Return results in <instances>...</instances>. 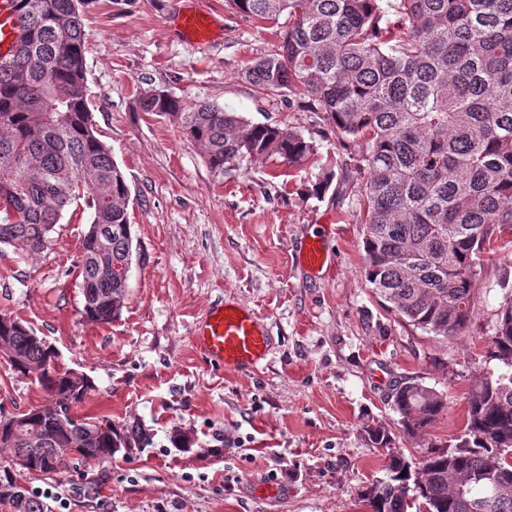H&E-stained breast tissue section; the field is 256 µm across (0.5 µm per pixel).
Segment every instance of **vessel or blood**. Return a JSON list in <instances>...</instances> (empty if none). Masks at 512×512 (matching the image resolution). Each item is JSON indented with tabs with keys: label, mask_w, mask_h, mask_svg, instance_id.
Returning a JSON list of instances; mask_svg holds the SVG:
<instances>
[{
	"label": "vessel or blood",
	"mask_w": 512,
	"mask_h": 512,
	"mask_svg": "<svg viewBox=\"0 0 512 512\" xmlns=\"http://www.w3.org/2000/svg\"><path fill=\"white\" fill-rule=\"evenodd\" d=\"M180 17L183 33L202 40L208 37L213 16L205 0H189ZM16 0H0V57L12 54L18 38L19 16ZM303 263L311 274L328 266L324 234L310 236L303 251ZM195 341L201 353L221 367L254 371L267 357L271 337L260 318L233 302H221L208 310L196 328Z\"/></svg>",
	"instance_id": "obj_1"
}]
</instances>
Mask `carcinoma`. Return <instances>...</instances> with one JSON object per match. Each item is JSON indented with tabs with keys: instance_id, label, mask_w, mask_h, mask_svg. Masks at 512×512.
I'll return each mask as SVG.
<instances>
[{
	"instance_id": "obj_1",
	"label": "carcinoma",
	"mask_w": 512,
	"mask_h": 512,
	"mask_svg": "<svg viewBox=\"0 0 512 512\" xmlns=\"http://www.w3.org/2000/svg\"><path fill=\"white\" fill-rule=\"evenodd\" d=\"M88 0H19L15 53L0 60V249L46 251L73 203L91 210L80 243L82 315L109 324L128 294L133 238L129 187L92 122L81 13ZM266 21L288 14L277 50L244 68L271 93L300 90L342 139L359 140L365 177L363 275L393 311L422 331L452 339L467 327L481 254L512 246V0H226ZM174 118L216 176L277 157L303 167L313 141L253 123L207 102L164 90L138 102ZM504 291L489 358L504 371L483 377L467 402L457 443L414 461L381 425L365 433L385 452V476L368 486V512H512V280ZM0 355L36 374L50 406L0 421V450L41 452L23 469L43 475L68 465L86 477L149 435L138 425L77 416L90 380L73 376L21 321L0 314ZM399 427L418 437L447 409V397L418 381L392 394ZM406 476H401V473ZM44 512L28 489L0 476V503Z\"/></svg>"
}]
</instances>
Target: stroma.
I'll return each mask as SVG.
<instances>
[{
    "instance_id": "1",
    "label": "stroma",
    "mask_w": 512,
    "mask_h": 512,
    "mask_svg": "<svg viewBox=\"0 0 512 512\" xmlns=\"http://www.w3.org/2000/svg\"><path fill=\"white\" fill-rule=\"evenodd\" d=\"M183 5L92 0L82 15L96 132L131 192L136 252L119 318L96 324L81 314L82 208L65 212L41 255L0 251V314L31 327L61 364L90 379L83 412L139 425L149 442L104 464L91 493L73 470L31 473L5 452L0 470L40 491L46 512H366L363 492L384 466L367 425L393 431L416 461L462 433L471 390L498 367L487 349L512 248L483 254L461 336L446 341L399 317L362 273L361 144L338 140L322 113L300 107L298 93L263 92L242 74L277 48L287 18L274 26L209 0L224 26L196 44L174 28ZM155 89L298 131L317 145L318 161L291 169L273 157L214 176L176 121L139 110L138 98ZM329 171V190L314 195ZM322 227L334 269L315 277L299 251ZM226 300L255 312L272 336L254 373L224 370L196 347V325ZM409 379L448 400L414 440L398 435L391 399ZM46 403L34 378L0 357V409Z\"/></svg>"
}]
</instances>
